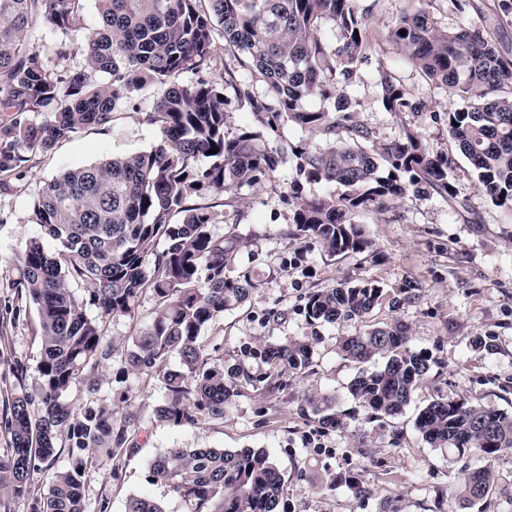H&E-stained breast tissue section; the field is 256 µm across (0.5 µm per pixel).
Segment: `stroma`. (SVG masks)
<instances>
[{"label": "stroma", "instance_id": "35a3bbf8", "mask_svg": "<svg viewBox=\"0 0 512 512\" xmlns=\"http://www.w3.org/2000/svg\"><path fill=\"white\" fill-rule=\"evenodd\" d=\"M419 5V0H359L380 34L350 95L358 120L380 140H392L408 128L431 152L454 158L448 179L461 209H452L447 198L431 190L408 192L394 208L354 215L373 243L371 253L329 257L294 232L288 205L293 163L282 164L259 183L212 196L214 234L223 235L233 224L242 238L227 275L251 270L259 286L240 307L207 327L205 343L218 347L225 365L241 364L257 378L267 375V365L244 354L257 344L304 339L313 349L311 362L302 370H284L276 388L245 390L223 419L184 427L158 419L165 390L157 377L132 374L116 382L119 365L114 362L97 387H74L69 394L74 408L110 404L116 413L130 410L139 418L135 452L120 461L117 472L104 468L87 479L85 512H125L128 498L143 493L167 512H190L168 487L149 483L147 464L170 448L206 447L265 450L283 476L284 512H512V448L490 460H458L427 444L415 426L420 409L440 398L512 412V213L477 190L468 160L444 122L434 117L463 107V100L448 98L385 37L396 17ZM431 10L441 27L478 23L512 49V23L497 22L496 0H470L462 12L449 0H434ZM97 22L96 0H85L78 29L64 34L41 25L30 39L48 70H84L86 57L73 43ZM228 68L249 80L257 96L266 95L265 83L226 47L222 35H215L208 75L220 78ZM383 69L392 72L411 101L424 103L425 111H386L379 85ZM156 97L153 90L133 92L117 104L111 122L78 130L51 153L37 156L12 190L0 192V306L11 298L15 256L25 243L39 236L47 248L56 245L31 219L44 185L72 168L151 150L159 138L158 125L149 119ZM361 281L377 282L390 292L412 282L422 291L416 303L396 309L385 304L362 321L308 323L304 305L310 293ZM391 319L408 325L411 347L430 356L432 370L402 414L371 419L347 391L358 366L341 356L338 344ZM37 325L31 315L8 326L0 345V389L15 361L35 366ZM123 388L130 398L120 403L116 393ZM312 394L334 398L339 427L319 424L306 404ZM479 467L493 472V489L483 500L462 502L451 489L461 469ZM352 474L363 480L364 492L349 486Z\"/></svg>", "mask_w": 512, "mask_h": 512}]
</instances>
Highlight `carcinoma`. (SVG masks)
<instances>
[{"label":"carcinoma","mask_w":512,"mask_h":512,"mask_svg":"<svg viewBox=\"0 0 512 512\" xmlns=\"http://www.w3.org/2000/svg\"><path fill=\"white\" fill-rule=\"evenodd\" d=\"M83 2L0 0V190L77 130L109 123L118 102L137 88L160 89L153 112L160 138L148 152L66 171L33 203L34 223L57 247L34 237L22 248L8 314L13 322L37 314L36 378L29 381L28 366L15 362L13 388L0 402V430L10 438V451L0 455V494L30 499L33 512H84L87 477L109 462L118 467L126 452L137 415L116 419L110 405L77 412L67 401L73 387L93 385L114 355L121 354L120 379L157 374L166 399L156 414L173 427L224 418L226 407L253 385L243 367L224 368L202 341L207 326L258 287L249 270L225 274L240 237L230 230L214 235L207 198L274 172L285 150L264 142L283 123L312 128L328 142L324 151L290 147L296 178L288 204L296 234L330 257L372 251L351 220L357 212L387 210L423 187L456 199L448 181L451 157L430 153L407 129L382 142L355 118L346 88L367 59L374 25L357 0H97L98 25L76 44L101 75L95 81L82 71L50 72L29 37L38 23L68 32ZM216 23L228 48L266 83L270 99L255 96L233 71L214 81L201 77ZM328 23L336 31L332 46L322 38ZM387 37L448 96L465 101L441 120L471 164L476 188L512 211V53L485 27L438 26L425 7L402 13ZM186 73L197 81L183 82ZM379 82L387 111L422 109L391 72L381 71ZM228 89L250 117V126L231 137L220 98ZM316 95L334 100L333 111L307 109L305 100ZM32 113L42 119L32 120ZM212 148L217 152L208 153ZM200 155L210 159L204 169L193 164ZM304 182L342 191L308 199ZM420 291L407 283L392 296L372 282L340 283L311 293L305 314L312 325L359 320L385 302L412 304ZM146 294L155 303L152 322L117 347L107 339V323L133 318ZM340 351L357 364L383 360L372 371L359 369L348 385L376 417L402 413L431 371L430 357L410 347L398 321L344 337ZM174 355L181 367L169 370ZM245 355L279 375L305 368L312 348L287 339ZM309 404L319 423L339 426L331 399L312 397ZM416 428L431 447L451 455L492 459L512 447V414L477 401H432L419 411ZM61 442L71 449V465L53 472L43 489L33 475L50 468ZM148 468L150 482L169 487L192 512H280L282 475L263 450L169 448ZM493 484L492 473L479 468L462 473L457 492L473 503ZM126 512L165 510L148 495H134Z\"/></svg>","instance_id":"1"}]
</instances>
